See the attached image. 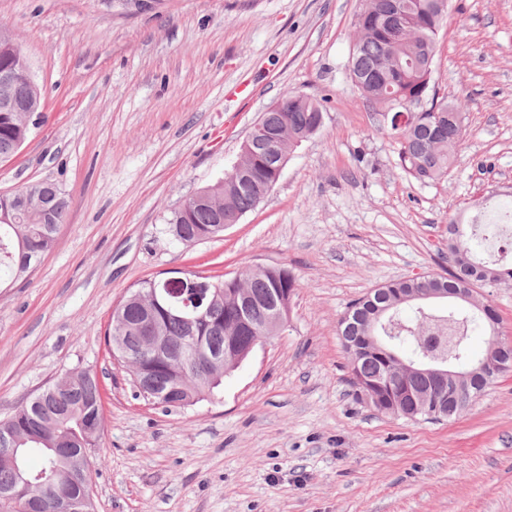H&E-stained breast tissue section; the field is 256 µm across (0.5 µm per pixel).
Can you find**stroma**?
I'll list each match as a JSON object with an SVG mask.
<instances>
[{"label":"stroma","instance_id":"stroma-1","mask_svg":"<svg viewBox=\"0 0 512 512\" xmlns=\"http://www.w3.org/2000/svg\"><path fill=\"white\" fill-rule=\"evenodd\" d=\"M361 0H0L42 117L0 192L55 183L51 250L0 292V421L69 371L99 379L95 512H512V372L460 417L373 410L338 322L387 283L447 272L448 224L512 202V0H448L430 90L462 112L447 178L403 171L351 79ZM321 130L222 236L184 244L172 211L223 178L283 91ZM288 267L289 321L213 396L164 411L113 360L114 309L147 278Z\"/></svg>","mask_w":512,"mask_h":512}]
</instances>
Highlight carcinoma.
Segmentation results:
<instances>
[{
    "mask_svg": "<svg viewBox=\"0 0 512 512\" xmlns=\"http://www.w3.org/2000/svg\"><path fill=\"white\" fill-rule=\"evenodd\" d=\"M354 30V49L350 73L374 111L390 122V130L399 144L402 168L420 182L448 176L454 153L464 137L460 112L445 102L432 101L421 111L409 112V121L394 124L396 111L418 104L430 88L432 66L437 53V35L447 25L448 8H439V0H361ZM25 56L10 30L0 27V70L20 69ZM9 93L16 105L14 112L0 111V161L16 155L27 139L31 118L27 109L41 107V94L24 78H19ZM323 105L307 96L285 91L276 106L263 113L254 129L249 149L240 152L239 171L225 182L209 185L210 195L201 201L190 200L172 213L167 231L182 243H195L224 233L231 224L255 208L275 186L279 158L316 134L323 126ZM68 200L51 182L27 183L0 195V269L20 277L48 252L64 223ZM512 223V210L499 214L496 223L448 224V234L456 239L448 243V275L433 281H397L374 289L355 301L338 323L339 335L348 341L365 336L375 327L382 336L413 348L422 356L419 336L433 330L443 336L436 354H453L460 362L469 360L470 333L481 323L499 321L497 311L488 304L461 312L448 309L433 314L415 311L407 317L394 289L406 288L410 294H423L431 288L446 291L468 290L478 282L512 281V268L476 260L475 252L486 239L500 235V226ZM288 282L272 279L257 269L247 268L231 280L206 278L211 290L198 310L201 321L190 322L180 312L195 294L190 282L172 298L170 312L158 310L148 320L142 306L123 300L112 314V333L127 351V358L138 364L153 390L140 394L144 400L167 411L193 405L218 388L224 368L188 362L176 367L173 360L189 352V344L198 338L217 350L249 345L274 314V291L297 287L289 269ZM157 333L167 337L168 359L145 356L146 336ZM496 349L512 371V344L497 336L487 339V349ZM391 356L367 354L350 373L369 386L367 395H376L370 404L379 412L394 413L411 421L449 420L448 407L460 416L480 397L486 386L471 385L458 391L436 389L422 376L401 378ZM438 397V411L427 413L415 407L407 393ZM105 422L101 388L97 376L80 370L65 374L52 385L22 404L6 421L0 422V512H50L53 498L71 488L78 495L84 478L90 476L87 449L96 446ZM41 457L37 468L27 465V456Z\"/></svg>",
    "mask_w": 512,
    "mask_h": 512,
    "instance_id": "cac0c4a2",
    "label": "carcinoma"
}]
</instances>
